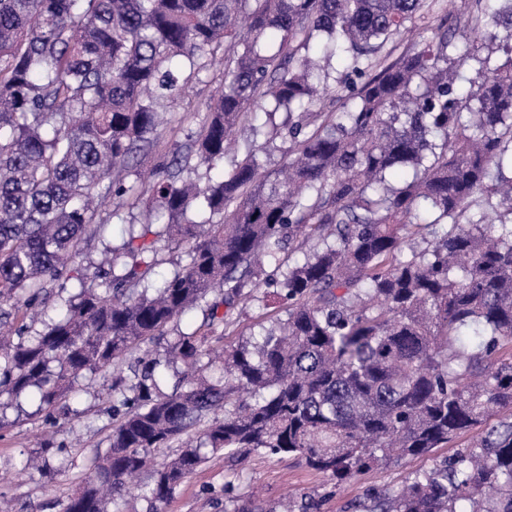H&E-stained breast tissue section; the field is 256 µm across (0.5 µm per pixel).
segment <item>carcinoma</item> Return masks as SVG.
<instances>
[{
    "instance_id": "cac0c4a2",
    "label": "carcinoma",
    "mask_w": 512,
    "mask_h": 512,
    "mask_svg": "<svg viewBox=\"0 0 512 512\" xmlns=\"http://www.w3.org/2000/svg\"><path fill=\"white\" fill-rule=\"evenodd\" d=\"M497 2L503 55L459 49L480 16L444 17L388 63L428 0H0V320L20 322L0 339V394L35 391L49 419L80 378L208 303L170 358L113 375L107 450L62 512H162L222 451L298 456L342 483L472 431L368 512H512V0ZM219 46L224 90L155 171L140 232L29 333L46 285L105 228L95 193L128 194L114 172ZM274 151L288 163L272 177ZM201 167L205 182L183 177ZM479 198L497 223L472 213ZM298 239L316 245L292 262ZM166 251L185 263L155 284ZM272 292L287 318L203 375L220 308ZM175 358L187 370L165 393ZM419 30L417 31L419 34L413 33L409 37L399 38L392 48L390 61L397 59L401 55L409 54L417 49H419L421 43L424 39L430 36L431 32L428 28H425L424 25H420Z\"/></svg>"
}]
</instances>
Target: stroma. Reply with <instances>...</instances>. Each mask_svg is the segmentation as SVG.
I'll return each mask as SVG.
<instances>
[{"label":"stroma","mask_w":512,"mask_h":512,"mask_svg":"<svg viewBox=\"0 0 512 512\" xmlns=\"http://www.w3.org/2000/svg\"><path fill=\"white\" fill-rule=\"evenodd\" d=\"M221 87L219 68H209L168 107L156 143L141 153L125 176L129 194L120 201H104L98 216L106 225L104 233H87L81 265L66 270L59 282L48 284L50 298L35 329H42L44 322L54 317L62 295L77 292L80 284L93 283L105 247L119 244L131 218L141 217L150 198L148 173L166 164L176 146L202 125L207 105ZM282 307L281 299L276 297L265 306H238L230 324L218 326L216 333L223 336L225 347L237 346L259 333L261 326L270 325L280 316ZM78 387L80 399L75 412L58 415L52 425L44 422L38 401L31 394L0 395V421L5 424L0 430V500L10 501L13 512H59L60 501L87 481L90 459L106 449L112 424V372L106 369L80 380ZM47 434L54 444L63 446V453L51 456L48 470L22 469L23 457L40 452V442ZM467 442L463 436L448 447L365 470L340 484L292 455L255 454L249 463L241 465L221 454L188 478L164 505L163 512H280L288 496L298 504L318 501L321 512H360L368 505L370 492L397 493L411 473L430 468L434 461L464 449Z\"/></svg>","instance_id":"obj_1"}]
</instances>
